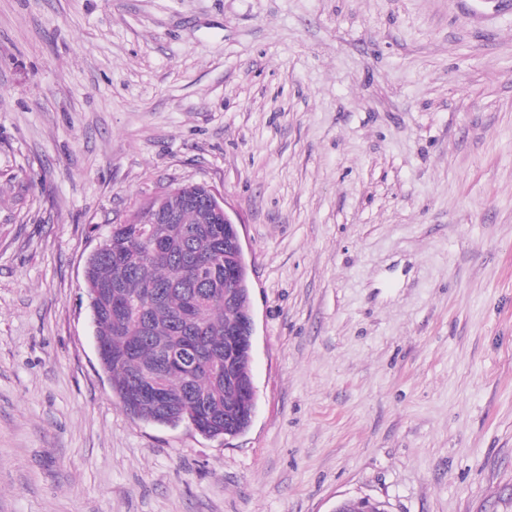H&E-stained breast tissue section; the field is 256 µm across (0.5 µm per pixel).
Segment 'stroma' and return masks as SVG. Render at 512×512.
I'll list each match as a JSON object with an SVG mask.
<instances>
[{
    "label": "stroma",
    "mask_w": 512,
    "mask_h": 512,
    "mask_svg": "<svg viewBox=\"0 0 512 512\" xmlns=\"http://www.w3.org/2000/svg\"><path fill=\"white\" fill-rule=\"evenodd\" d=\"M204 183L256 408L127 414L88 256ZM512 512V0H0V512Z\"/></svg>",
    "instance_id": "stroma-1"
}]
</instances>
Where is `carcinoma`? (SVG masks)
Returning a JSON list of instances; mask_svg holds the SVG:
<instances>
[{
  "instance_id": "obj_1",
  "label": "carcinoma",
  "mask_w": 512,
  "mask_h": 512,
  "mask_svg": "<svg viewBox=\"0 0 512 512\" xmlns=\"http://www.w3.org/2000/svg\"><path fill=\"white\" fill-rule=\"evenodd\" d=\"M144 220L138 211L102 242L103 253L85 266L94 336L104 348L112 391L132 416L177 427L201 423L204 436L222 437L248 425L252 397L224 367L229 326L245 316L248 298H224V225L202 207H186L175 224H152L151 238H132ZM164 245L155 251L153 240ZM123 299L131 312L117 315ZM163 402L128 399L146 369L163 358Z\"/></svg>"
}]
</instances>
